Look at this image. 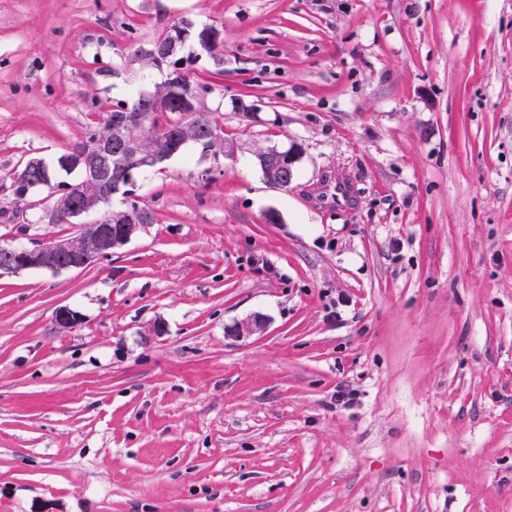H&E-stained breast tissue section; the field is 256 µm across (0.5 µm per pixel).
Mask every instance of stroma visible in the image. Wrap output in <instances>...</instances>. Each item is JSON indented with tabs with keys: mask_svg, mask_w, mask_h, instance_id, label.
Returning a JSON list of instances; mask_svg holds the SVG:
<instances>
[{
	"mask_svg": "<svg viewBox=\"0 0 512 512\" xmlns=\"http://www.w3.org/2000/svg\"><path fill=\"white\" fill-rule=\"evenodd\" d=\"M180 20L235 153L137 175L111 257L0 276V512H512V0H0V176L163 84L128 49ZM53 201L0 189V244L74 235ZM297 148L279 150L272 148L262 160L267 181L273 185L288 188L293 182L294 165L299 158Z\"/></svg>",
	"mask_w": 512,
	"mask_h": 512,
	"instance_id": "obj_1",
	"label": "stroma"
}]
</instances>
